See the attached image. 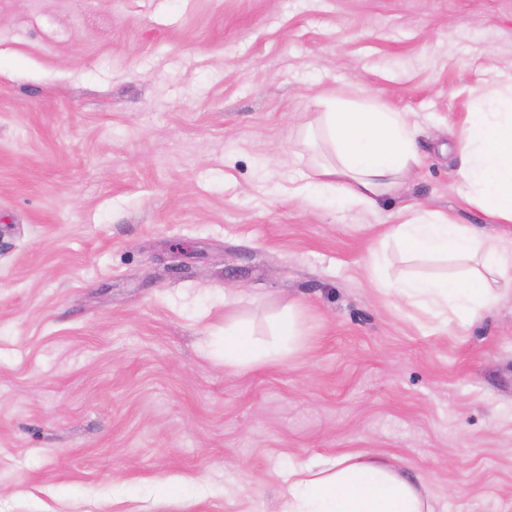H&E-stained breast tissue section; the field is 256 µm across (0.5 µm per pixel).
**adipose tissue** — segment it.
Here are the masks:
<instances>
[{
	"instance_id": "adipose-tissue-1",
	"label": "adipose tissue",
	"mask_w": 512,
	"mask_h": 512,
	"mask_svg": "<svg viewBox=\"0 0 512 512\" xmlns=\"http://www.w3.org/2000/svg\"><path fill=\"white\" fill-rule=\"evenodd\" d=\"M316 137L329 149L314 163L308 179L350 206L377 209L400 190L419 157L415 127L408 113L350 110L329 104L318 119ZM463 198L493 223L512 224V83L478 99L464 129L455 172ZM388 238L405 256L452 253L469 267L455 280H407L401 296L416 301L443 325L470 326L484 312L512 295V246L483 237L475 227L450 216L418 214L391 225ZM251 328L236 323L224 329V362L246 365L273 359L294 348L303 331L296 307H289L280 339L256 351ZM285 512H433L426 495L386 462L344 454L332 467L303 466L288 484Z\"/></svg>"
}]
</instances>
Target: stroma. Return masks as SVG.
I'll return each mask as SVG.
<instances>
[{"label": "stroma", "instance_id": "35a3bbf8", "mask_svg": "<svg viewBox=\"0 0 512 512\" xmlns=\"http://www.w3.org/2000/svg\"><path fill=\"white\" fill-rule=\"evenodd\" d=\"M509 82L512 0H0V512H282L345 453L512 512V297L440 330L382 286L456 271L384 242L415 208L512 238L454 176ZM327 94L415 125L377 210L288 191ZM250 336L251 328L246 323H235L224 328L225 365H247L250 361L273 359L287 348L288 353L296 346L298 337L303 336L298 311L295 305H288V312L282 318L277 336H283L277 343L263 351H256Z\"/></svg>", "mask_w": 512, "mask_h": 512}]
</instances>
